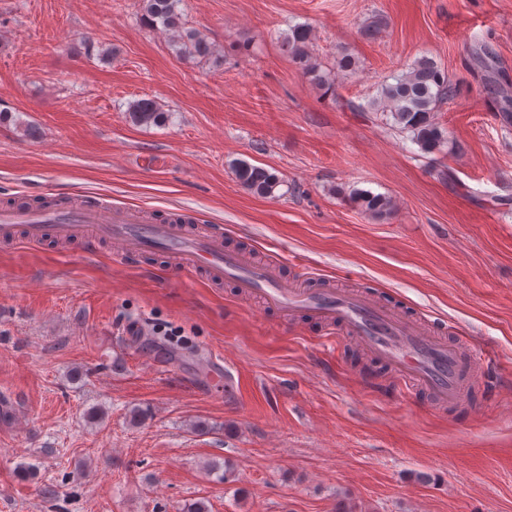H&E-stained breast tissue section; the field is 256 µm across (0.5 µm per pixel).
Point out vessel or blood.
Instances as JSON below:
<instances>
[{
    "label": "vessel or blood",
    "mask_w": 512,
    "mask_h": 512,
    "mask_svg": "<svg viewBox=\"0 0 512 512\" xmlns=\"http://www.w3.org/2000/svg\"><path fill=\"white\" fill-rule=\"evenodd\" d=\"M0 224L22 225L30 244L51 237L92 247L107 238L121 258L162 251L182 270L204 271L212 283L232 279L241 296L259 299L291 319L310 314L342 331L375 363L388 367L396 388L424 391L439 406H457L488 362L482 350L463 352L372 294L284 279L279 262L259 264L248 251L225 248L222 234L210 226L195 230L175 221L148 224L138 208L89 202L41 211L0 208Z\"/></svg>",
    "instance_id": "b4317fda"
}]
</instances>
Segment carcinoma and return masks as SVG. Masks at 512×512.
Listing matches in <instances>:
<instances>
[{
    "mask_svg": "<svg viewBox=\"0 0 512 512\" xmlns=\"http://www.w3.org/2000/svg\"><path fill=\"white\" fill-rule=\"evenodd\" d=\"M180 0H144L143 19L150 26L163 28L179 34L177 43L190 56H206L209 44L195 32L182 27ZM313 34L309 26L297 24L290 27L284 47L305 74L314 75L319 85L332 88L334 78L320 72L313 58ZM453 96L448 73L434 60L421 57L415 60L408 71L391 76L380 86L379 96L370 103L375 112H388L401 131L409 133V139L424 154L443 151L448 144V133L436 119L440 105ZM131 120L139 125H161L167 119L166 110L153 98H141L129 107ZM240 185L248 191L268 197L274 195L281 184L276 173L241 161L235 167ZM352 200L371 214H380L391 207V200L381 194L368 191L356 192Z\"/></svg>",
    "mask_w": 512,
    "mask_h": 512,
    "instance_id": "1",
    "label": "carcinoma"
}]
</instances>
